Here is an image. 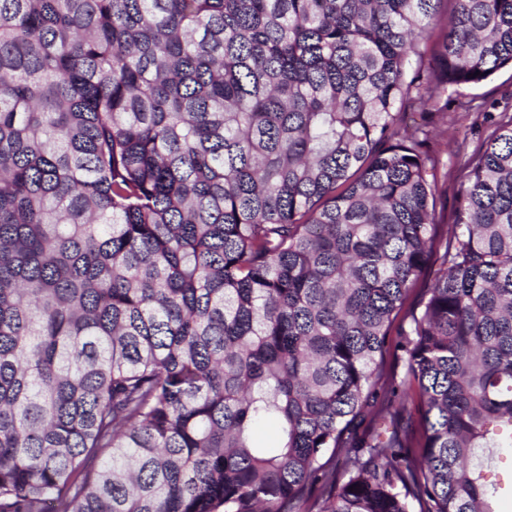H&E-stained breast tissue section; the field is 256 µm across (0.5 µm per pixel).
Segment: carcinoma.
Wrapping results in <instances>:
<instances>
[{
	"instance_id": "1",
	"label": "carcinoma",
	"mask_w": 512,
	"mask_h": 512,
	"mask_svg": "<svg viewBox=\"0 0 512 512\" xmlns=\"http://www.w3.org/2000/svg\"><path fill=\"white\" fill-rule=\"evenodd\" d=\"M440 3L0 0V512L512 498V115L444 234L429 130L512 0Z\"/></svg>"
}]
</instances>
